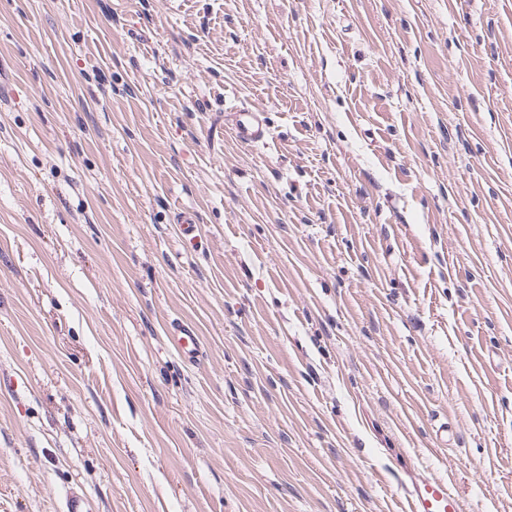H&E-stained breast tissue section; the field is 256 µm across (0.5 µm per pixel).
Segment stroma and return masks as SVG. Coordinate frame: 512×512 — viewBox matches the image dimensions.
I'll return each instance as SVG.
<instances>
[{"label": "stroma", "instance_id": "obj_1", "mask_svg": "<svg viewBox=\"0 0 512 512\" xmlns=\"http://www.w3.org/2000/svg\"><path fill=\"white\" fill-rule=\"evenodd\" d=\"M418 469L512 512V0H0V512ZM231 129L235 138L247 146L264 142L269 128L263 110L258 108H236L232 113ZM172 329L175 336H168V338L177 354L188 363L199 361L203 357V348L194 328L181 323L176 324Z\"/></svg>", "mask_w": 512, "mask_h": 512}]
</instances>
